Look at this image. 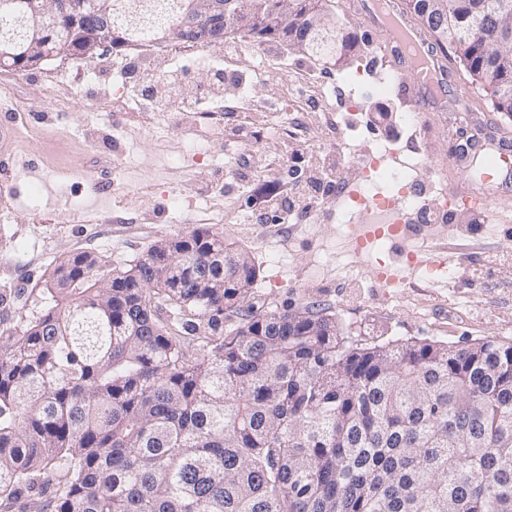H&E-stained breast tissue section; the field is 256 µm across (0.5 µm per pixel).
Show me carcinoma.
Listing matches in <instances>:
<instances>
[{"label":"carcinoma","instance_id":"cac0c4a2","mask_svg":"<svg viewBox=\"0 0 512 512\" xmlns=\"http://www.w3.org/2000/svg\"><path fill=\"white\" fill-rule=\"evenodd\" d=\"M185 0H112L111 46L160 39ZM493 0H405L512 115V17ZM260 43L309 39V0ZM89 16L85 28L99 20ZM69 18L47 22L52 43ZM24 5L0 40L26 41ZM337 31L314 60L346 56ZM258 276L209 229L157 240L124 271L62 257L36 316L0 329V512H512V343L361 342L322 310H251ZM195 341L185 349L183 336Z\"/></svg>","mask_w":512,"mask_h":512}]
</instances>
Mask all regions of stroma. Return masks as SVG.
Masks as SVG:
<instances>
[{
	"instance_id": "35a3bbf8",
	"label": "stroma",
	"mask_w": 512,
	"mask_h": 512,
	"mask_svg": "<svg viewBox=\"0 0 512 512\" xmlns=\"http://www.w3.org/2000/svg\"><path fill=\"white\" fill-rule=\"evenodd\" d=\"M340 27L353 33L357 49L340 66L327 68L288 50L264 46L283 58L285 72L254 79L252 54L200 60L182 44L155 47L149 59L102 48L91 59L60 57L22 72L0 69V118L11 138L0 146L8 162L0 181L11 188L10 219L0 221V321L34 311L39 290L57 261L95 252L124 269L164 237L206 226L248 250L259 270L250 305L301 308L333 314L345 334L371 342L428 339L467 345L486 336L512 340V209L493 213L456 207L436 227L429 214L441 201L426 192L413 212L423 230L410 239L418 255L444 247L451 278L409 273L401 288H386L380 268L392 265L391 244L358 253L349 229L336 221L337 184H359V163L336 151L347 134L343 113L318 126L322 103L304 74L327 85L371 64L391 77L388 87L364 90L356 145L406 137L400 113L412 110L409 63L395 58L361 19L357 0H332ZM148 66L152 90H119L115 67ZM441 61L471 109L467 124L440 108L417 114L412 142L428 172L499 197L501 187L473 175L459 149L462 135L479 143L512 144V119L494 112L483 86L472 82L454 55ZM230 71L217 85L216 70ZM198 94L195 109L179 111L185 91ZM167 105L160 122L151 107ZM223 109V119H199ZM43 112L31 121L32 110ZM312 204L307 229L280 222L282 202Z\"/></svg>"
}]
</instances>
